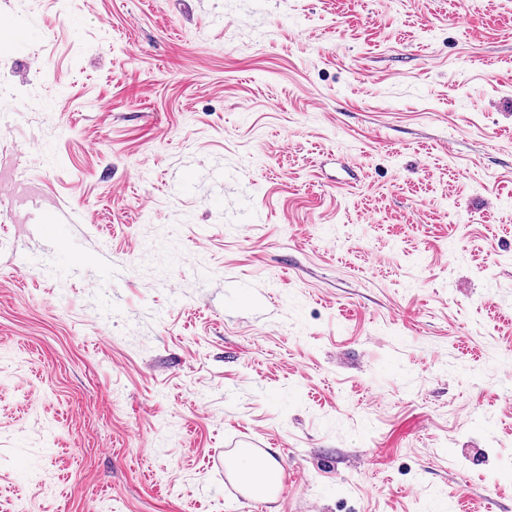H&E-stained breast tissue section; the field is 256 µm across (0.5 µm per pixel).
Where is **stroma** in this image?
Listing matches in <instances>:
<instances>
[{
	"label": "stroma",
	"mask_w": 512,
	"mask_h": 512,
	"mask_svg": "<svg viewBox=\"0 0 512 512\" xmlns=\"http://www.w3.org/2000/svg\"><path fill=\"white\" fill-rule=\"evenodd\" d=\"M0 73V512H512V0H0ZM229 467L242 476L249 496L264 500L274 498L281 470L271 458H260L252 449L243 448Z\"/></svg>",
	"instance_id": "35a3bbf8"
}]
</instances>
